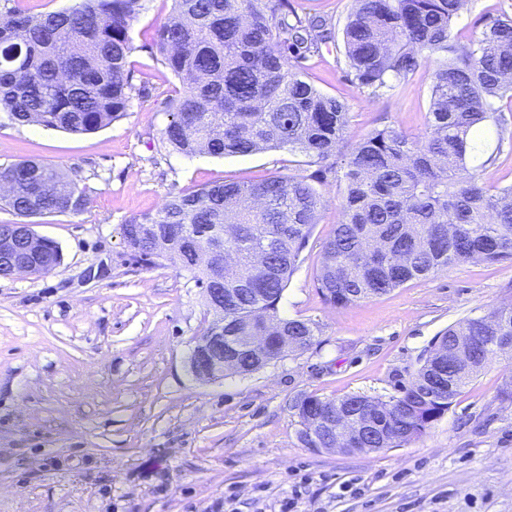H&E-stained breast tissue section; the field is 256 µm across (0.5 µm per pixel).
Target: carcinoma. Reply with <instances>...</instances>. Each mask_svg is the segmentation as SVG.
Instances as JSON below:
<instances>
[{"label": "carcinoma", "mask_w": 512, "mask_h": 512, "mask_svg": "<svg viewBox=\"0 0 512 512\" xmlns=\"http://www.w3.org/2000/svg\"><path fill=\"white\" fill-rule=\"evenodd\" d=\"M465 0H354L343 30L350 73L378 92L436 58L428 121L420 136L376 130L342 150L348 105L302 77L303 61L331 39L321 16L299 15L290 0H174L156 33L166 66L183 81L162 130L168 150L187 157L247 156L286 150L312 173L258 182H223L170 196L160 210L123 225L133 257L166 260L200 288L224 279V335L239 346V375L255 372L247 336L273 322L305 348L318 328L282 318L279 305L324 206L315 184L343 186L341 220L322 249L315 288L346 306L386 295L453 264L512 260V185L485 179L477 162L487 136L512 145L502 115L512 109V16L486 22L481 37L451 42ZM143 0H79L58 12L8 8L0 21V112L21 124L74 134L95 132L128 111L135 86L128 66L130 22ZM4 201L21 217L80 211L83 192L58 168L26 160L0 167ZM51 242L46 274L60 263ZM512 340V304L448 327L412 383L387 401L355 393L336 412L377 424L369 448L420 439L431 422ZM326 402L298 400L304 422Z\"/></svg>", "instance_id": "obj_1"}]
</instances>
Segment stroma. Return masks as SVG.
<instances>
[{
	"mask_svg": "<svg viewBox=\"0 0 512 512\" xmlns=\"http://www.w3.org/2000/svg\"><path fill=\"white\" fill-rule=\"evenodd\" d=\"M333 38L305 78L345 101L346 147L390 125L424 132L432 64L380 92L349 74L343 29L353 0H291ZM512 0H467L452 40L477 39ZM172 0H146L130 23V107L89 134L18 125L0 112V167L35 158L69 174L83 211L43 215L34 231L62 260L43 275L0 277V512H512V353L491 356L425 435L348 454L299 439L305 395L389 399L410 384L449 325L512 304V260L470 261L347 306L314 286L339 217L335 181L284 292L281 315L316 323L313 346L254 374L188 373L209 320L205 291L167 261L135 262L121 228L170 195L301 173L302 157L169 152L161 132L182 82L152 44Z\"/></svg>",
	"mask_w": 512,
	"mask_h": 512,
	"instance_id": "obj_1",
	"label": "stroma"
}]
</instances>
